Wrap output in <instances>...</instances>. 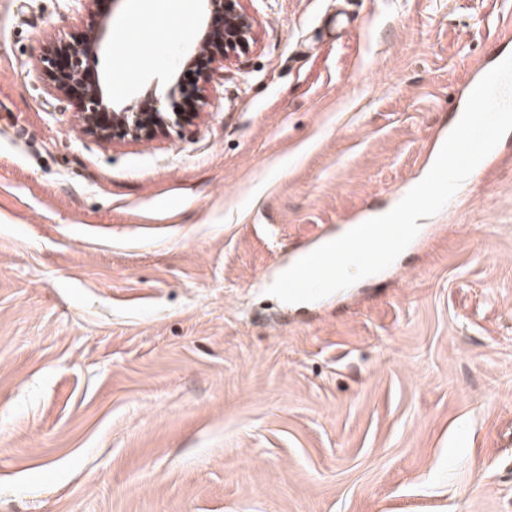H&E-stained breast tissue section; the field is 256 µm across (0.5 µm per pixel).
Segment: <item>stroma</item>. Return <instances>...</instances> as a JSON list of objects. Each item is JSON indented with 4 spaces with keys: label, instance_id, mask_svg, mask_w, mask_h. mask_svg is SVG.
<instances>
[{
    "label": "stroma",
    "instance_id": "35a3bbf8",
    "mask_svg": "<svg viewBox=\"0 0 512 512\" xmlns=\"http://www.w3.org/2000/svg\"><path fill=\"white\" fill-rule=\"evenodd\" d=\"M244 4L192 124L103 142L37 68L96 14L0 0V512H512V132L385 271L266 293L424 174L512 0Z\"/></svg>",
    "mask_w": 512,
    "mask_h": 512
}]
</instances>
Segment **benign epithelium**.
<instances>
[{"label": "benign epithelium", "mask_w": 512, "mask_h": 512, "mask_svg": "<svg viewBox=\"0 0 512 512\" xmlns=\"http://www.w3.org/2000/svg\"><path fill=\"white\" fill-rule=\"evenodd\" d=\"M83 7L97 14V27L81 44L60 39L49 42L39 63L60 92L76 91L83 101L82 122L87 134L104 142L119 139H151L169 129L180 127L197 116L203 106L198 84L173 81L171 93L191 104L190 112H164L148 100L131 99L117 104L110 88L91 70L89 60L96 56L112 34V10L117 0H81ZM203 26L193 38V49L185 60L188 69L203 80L215 71V51L223 58L246 53L255 41V20L245 10L242 0H200Z\"/></svg>", "instance_id": "benign-epithelium-1"}]
</instances>
